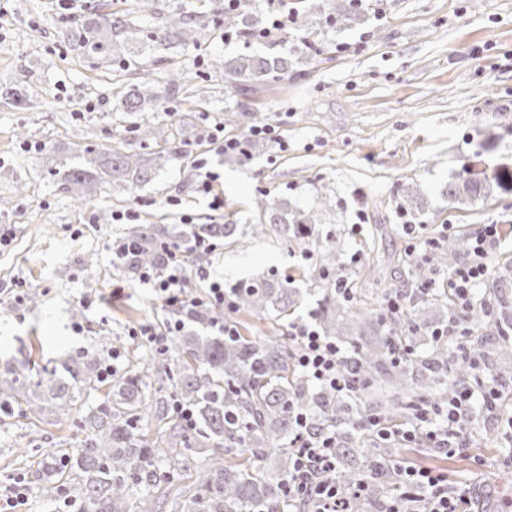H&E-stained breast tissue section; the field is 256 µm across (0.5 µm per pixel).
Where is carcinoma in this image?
I'll use <instances>...</instances> for the list:
<instances>
[{
    "label": "carcinoma",
    "mask_w": 512,
    "mask_h": 512,
    "mask_svg": "<svg viewBox=\"0 0 512 512\" xmlns=\"http://www.w3.org/2000/svg\"><path fill=\"white\" fill-rule=\"evenodd\" d=\"M336 2L327 14L336 31L368 20L361 0H349L346 5L342 0ZM264 25V15L258 10L224 11L226 33L250 37ZM202 28L203 20L174 11L163 26L146 35L134 21L109 13L91 23L74 24L72 36L78 47L92 56L113 54L126 71L129 64L136 63L144 41L157 50L173 41L185 49L194 48ZM317 52L313 43L304 41L286 51L228 55L216 60L215 66L224 72L226 83L249 95L288 78L298 58ZM184 85L183 74L175 71L168 74L165 87L157 90L151 85V71L144 69L141 81L122 92L120 110L129 116L146 110L164 112L166 100L180 97ZM256 112V106L241 104L225 113L224 121L244 127ZM135 133L138 139L157 145L174 141L173 133L160 123H138ZM262 149L259 140L245 136L242 150L233 157L249 160ZM82 158L70 168L65 186L80 199L92 192L95 168L112 180L114 188L152 180L149 160L139 153L85 149ZM496 190L512 193L511 168L501 166L491 178L484 171L454 176L442 194L456 202L485 198ZM317 198V205L305 210L286 198L261 193L254 200V222L242 230L231 222L194 224L186 238L173 236L165 224L129 230L126 240L132 250L117 267L128 276L138 275L145 267H161L162 243L184 246L199 236L231 239L238 245L271 237L307 251L314 245L316 258L297 278L270 275L235 284L234 311L272 320L273 336L263 332L252 336L184 333L174 338L165 353L110 380L103 375L106 349L80 354L64 365V373L52 371L36 382L14 371L0 379V401L16 403L27 417L39 416L43 401L69 413L86 392L109 385L106 402L82 416L83 437L74 448L61 458L48 454L34 462L31 476L42 498L54 501L67 495L81 504L82 512H151L144 494L162 480L186 474L191 487L177 489L169 503L170 512H285L293 464L288 444L294 434L290 413L294 408L307 412L314 427L336 430L338 484L350 487L371 475L366 497L350 505L353 512H365L368 501L387 487L389 476L372 454L369 437L353 428L350 419L380 415L395 425L409 419L419 405L448 399L455 386L473 377L469 360L452 356L446 342L429 343L422 362L413 359L398 365L389 356L394 338L416 343L419 324L426 322V308L448 324L454 307L448 287L431 290L422 304L406 307L397 317L386 315L385 298L395 291L411 298L433 279L448 276L466 254L468 239L450 236L420 263L400 258L405 270L397 289L386 287L389 277L368 246L352 280L354 291L346 295L334 283L339 245L322 244L321 224L333 207L332 198L323 191ZM426 207L424 196L408 186L397 193L395 209L401 215L416 220ZM298 280L322 295L316 317L321 333L348 338L349 352L340 361L339 371L354 385L357 398L351 402L332 391L313 388L293 366L294 345L289 337L279 334V323H288L299 304L294 286ZM507 288H512V261L494 269L477 294L478 306L469 315L473 326L470 357L498 355L502 362L497 377L504 382L512 379V363H507L512 359V337L507 334L512 327V296L505 294ZM181 315L206 328L224 319L219 309L188 307ZM181 408L191 411L193 424L182 422ZM233 449L243 460L230 463L224 459V452ZM269 451L282 459L276 476L261 465Z\"/></svg>",
    "instance_id": "cac0c4a2"
}]
</instances>
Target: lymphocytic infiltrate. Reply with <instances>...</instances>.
Masks as SVG:
<instances>
[{"instance_id":"obj_1","label":"lymphocytic infiltrate","mask_w":512,"mask_h":512,"mask_svg":"<svg viewBox=\"0 0 512 512\" xmlns=\"http://www.w3.org/2000/svg\"><path fill=\"white\" fill-rule=\"evenodd\" d=\"M501 238L498 225H484L471 239L467 256L449 275V291L458 310L466 313L472 310L473 292L490 276L491 259ZM218 246L217 240L201 237L194 240L188 251L166 247L162 268L140 273V282L153 288L164 305L175 313L174 318L163 325L145 324L136 328V335L143 337L156 351H166L173 337L183 330L185 322L180 313L186 307L233 310V291L220 282H211L199 296L189 291L191 255H208ZM288 334L298 343L295 362L307 379L315 386L334 390L336 394H348L349 389L339 373V362L346 355L343 347L322 336L307 322L291 324ZM472 369V381L454 389L444 405L433 410H419L411 421L397 428L388 426L381 418L371 417L361 422V429L380 440H392L406 448H435L453 455L470 446V421L477 415L496 421L504 440L512 441V415H505L500 409L505 384L488 371L483 361L473 360ZM294 421L291 446L295 458L288 477L289 504L303 505L306 512H348L349 492L337 485L334 477L335 436L325 430H312L305 413H296ZM391 468L397 484L383 512H472L474 501L469 490L449 489L441 475L427 468L401 461L392 463Z\"/></svg>"}]
</instances>
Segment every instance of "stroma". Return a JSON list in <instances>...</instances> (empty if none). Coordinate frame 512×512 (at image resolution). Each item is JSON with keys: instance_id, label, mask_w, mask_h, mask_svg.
I'll use <instances>...</instances> for the list:
<instances>
[{"instance_id": "35a3bbf8", "label": "stroma", "mask_w": 512, "mask_h": 512, "mask_svg": "<svg viewBox=\"0 0 512 512\" xmlns=\"http://www.w3.org/2000/svg\"><path fill=\"white\" fill-rule=\"evenodd\" d=\"M319 2L288 0V28L262 40L228 41L224 0H154L159 15L179 9L206 22L198 47L173 49L154 69L160 78L176 67L190 84L206 86L205 108L170 102L164 118L178 128L179 152L155 179L125 190L107 181L78 202L60 183L80 151L157 150L132 134V117L112 107L116 65L81 56L65 38L71 22L126 14L134 0H75L69 10L55 0H10L0 16V85L19 84L33 106L18 108L0 95V225L14 233L0 250V288L23 283L41 297L33 306L0 295V372L34 376L102 340H120L121 370L146 353L131 327L163 322L170 312L134 280L112 298L122 276L108 244L128 230L114 223L117 213L136 211L137 223L166 224L178 235L187 229L185 214L197 224L245 225L259 193L309 207L326 187L336 208L324 231L340 239L344 265L370 243L388 263L404 251L394 197L408 184L430 202L421 218L430 231L472 236L486 224L512 225L510 193L463 203L440 193L468 167L491 174L512 166V0H371L368 21L339 34L320 18ZM305 40L317 54L300 60L258 103V124L287 130V147L271 140L248 164L225 162L205 130L223 124L244 97L225 91L224 74L210 59ZM88 102L94 111L82 112ZM204 171L215 178L223 210L210 209L185 178ZM307 262L302 248L262 239L245 249L219 246L200 265L210 280L229 284L284 275ZM78 324L83 332H75ZM493 429L480 422L472 447L452 457L431 448L396 455L447 474L449 482L471 483L485 512H512V454L493 440ZM78 431L76 415L52 406L37 418L13 405L0 408V512H68L41 499L27 483L28 469L66 448Z\"/></svg>"}]
</instances>
